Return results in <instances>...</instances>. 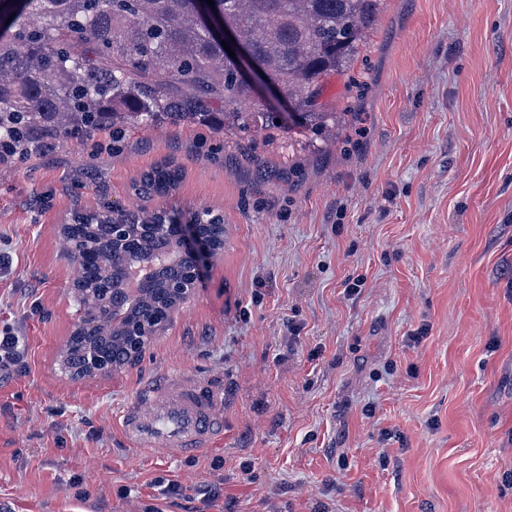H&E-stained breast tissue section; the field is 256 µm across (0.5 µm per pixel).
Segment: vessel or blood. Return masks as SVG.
Wrapping results in <instances>:
<instances>
[{
	"instance_id": "obj_1",
	"label": "vessel or blood",
	"mask_w": 512,
	"mask_h": 512,
	"mask_svg": "<svg viewBox=\"0 0 512 512\" xmlns=\"http://www.w3.org/2000/svg\"><path fill=\"white\" fill-rule=\"evenodd\" d=\"M134 448L170 458L213 447L224 437V380L166 373L142 383L119 413Z\"/></svg>"
}]
</instances>
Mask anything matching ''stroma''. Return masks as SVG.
<instances>
[{
  "instance_id": "1",
  "label": "stroma",
  "mask_w": 512,
  "mask_h": 512,
  "mask_svg": "<svg viewBox=\"0 0 512 512\" xmlns=\"http://www.w3.org/2000/svg\"><path fill=\"white\" fill-rule=\"evenodd\" d=\"M352 68L364 94L323 98L358 117L314 150L165 123L0 164V331L26 354L0 512H512V0H386ZM167 159L177 188L136 196ZM108 206L210 209L224 249L138 362L75 379L62 227ZM165 372L223 376V441L127 446L120 407Z\"/></svg>"
}]
</instances>
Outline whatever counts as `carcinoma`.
<instances>
[{
  "label": "carcinoma",
  "mask_w": 512,
  "mask_h": 512,
  "mask_svg": "<svg viewBox=\"0 0 512 512\" xmlns=\"http://www.w3.org/2000/svg\"><path fill=\"white\" fill-rule=\"evenodd\" d=\"M384 0H214L209 11L247 44L291 112L242 111L255 100L236 64L204 21L196 0H0V159L41 153L59 137L84 140L131 124H205L219 132L301 130L330 134L340 113L323 100L328 78L342 75L366 48ZM182 170L163 161L132 184L142 198L174 190ZM81 287L109 280L100 310L118 306L135 320L192 259L171 231H145L141 217L112 208L76 219ZM127 227L133 244L112 241ZM152 263L146 290L132 300L127 269ZM113 366L124 364L122 332L105 324L94 338ZM83 342L63 363L77 370Z\"/></svg>",
  "instance_id": "1"
}]
</instances>
